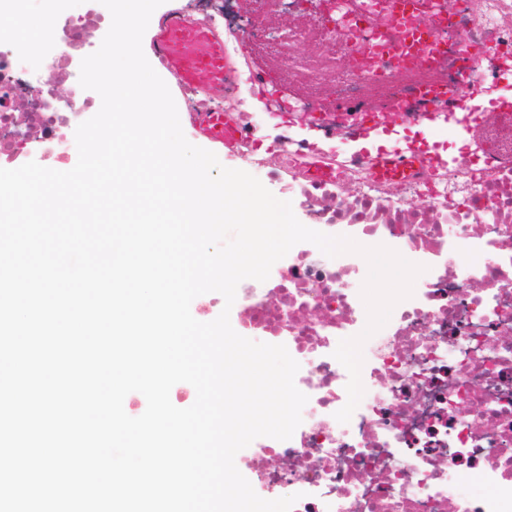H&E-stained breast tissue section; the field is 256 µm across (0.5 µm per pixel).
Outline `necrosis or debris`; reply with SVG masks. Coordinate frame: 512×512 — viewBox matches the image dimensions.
Segmentation results:
<instances>
[{
    "mask_svg": "<svg viewBox=\"0 0 512 512\" xmlns=\"http://www.w3.org/2000/svg\"><path fill=\"white\" fill-rule=\"evenodd\" d=\"M34 2L53 18L51 36L0 37L1 168L33 154L64 164L74 129L97 109L95 91L79 84L80 64L106 35L109 10L100 0H82L77 12L71 0ZM192 2L196 17L239 45L274 37L261 10L242 12L238 0ZM281 2L292 15L316 13L317 34L336 48L337 97L359 98L365 77L378 73L392 100L376 113L330 112L315 98L276 95L234 113L243 133L234 158L295 198L308 228L385 245L425 271L364 343L365 393L346 423L335 414L349 374L333 353L364 323L361 260L303 242L278 276L239 284L243 330L286 343L308 397L292 438L248 459L256 487L295 488L291 512H512V116L488 114L478 132L491 164L461 146L447 162L387 175L350 138L373 119L406 132L421 118L394 53H375L379 39L402 38L407 19L386 0L381 24L346 0ZM416 22L446 33L438 60L449 86L472 59L489 69L512 64V0H425ZM281 111L287 123L277 122Z\"/></svg>",
    "mask_w": 512,
    "mask_h": 512,
    "instance_id": "necrosis-or-debris-1",
    "label": "necrosis or debris"
}]
</instances>
